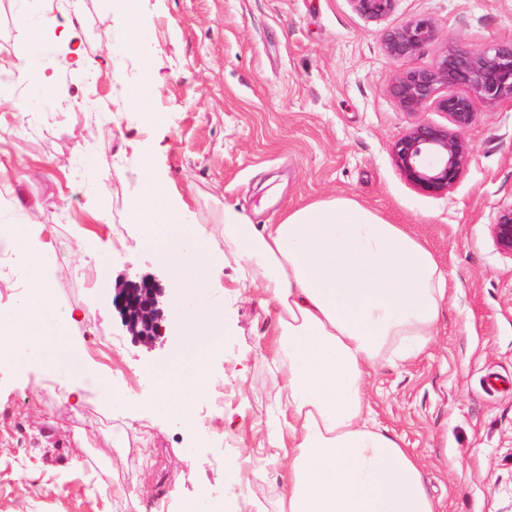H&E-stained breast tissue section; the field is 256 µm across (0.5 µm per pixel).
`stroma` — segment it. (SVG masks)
Wrapping results in <instances>:
<instances>
[{
    "instance_id": "stroma-1",
    "label": "stroma",
    "mask_w": 512,
    "mask_h": 512,
    "mask_svg": "<svg viewBox=\"0 0 512 512\" xmlns=\"http://www.w3.org/2000/svg\"><path fill=\"white\" fill-rule=\"evenodd\" d=\"M51 13L126 81L66 66L56 52L44 55L39 75L54 83V98L41 95L38 77L16 73L9 90L25 110H0V225L41 229L57 300L82 312L73 340L133 400L92 389L74 406L65 375L48 392L34 359L0 371V512H175L177 498L201 491L223 512H276L281 469L261 460L263 428L276 422L262 356L269 318L237 295L220 219L229 206L250 223L276 224L288 208L333 196L409 225L448 274L429 356L380 368L369 382L379 421L417 458L441 512H505L512 256L496 248L491 223L512 204V102L475 100L462 132L470 164L448 193L428 195L401 177L392 145L414 125L448 118L430 102L403 110L390 86L446 51L512 40V0H397L379 21L349 0H140L162 75L151 90L167 129L159 171L208 249L226 257L208 295L224 306V349L210 360V387L182 391L196 414L191 428L155 409V387L142 382L148 367L167 363L182 327L145 343L114 303L122 280H170L127 208L140 184L133 148L152 132L133 114L99 116L137 81L139 64L121 49L111 0H0V68L14 70L15 45ZM417 17L431 18L436 35L395 65L385 38ZM185 448L198 465L182 460ZM232 459L249 470L248 487L227 478ZM120 485L144 493L113 496Z\"/></svg>"
}]
</instances>
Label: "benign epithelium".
Masks as SVG:
<instances>
[{
  "label": "benign epithelium",
  "instance_id": "1",
  "mask_svg": "<svg viewBox=\"0 0 512 512\" xmlns=\"http://www.w3.org/2000/svg\"><path fill=\"white\" fill-rule=\"evenodd\" d=\"M359 15L381 20L394 9L396 0H349ZM436 34L434 23L423 17L389 33L385 49L394 63H403ZM443 87H463L465 92L440 94ZM407 111L427 102L448 116V124H417L393 143L398 170L414 188L433 195L447 193L471 161V148L461 131L474 118V100L489 105L512 101V40L495 42L473 51H447L428 68L400 73L391 86ZM496 248L512 256V206L500 209L491 225ZM164 289L150 279L129 280L118 288L115 302L129 331L148 339L165 335L158 308Z\"/></svg>",
  "mask_w": 512,
  "mask_h": 512
}]
</instances>
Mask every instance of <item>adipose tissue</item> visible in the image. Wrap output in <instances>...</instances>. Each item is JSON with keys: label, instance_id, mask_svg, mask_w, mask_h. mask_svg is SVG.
I'll use <instances>...</instances> for the list:
<instances>
[{"label": "adipose tissue", "instance_id": "1", "mask_svg": "<svg viewBox=\"0 0 512 512\" xmlns=\"http://www.w3.org/2000/svg\"><path fill=\"white\" fill-rule=\"evenodd\" d=\"M52 43H18L19 69L38 72L48 46L78 69L91 61L78 32L55 19ZM224 241L237 265L239 292L274 306L264 333L278 426L269 432L283 460L277 512H438L417 459L383 426L367 392L378 368H401L425 355L439 333L448 280L432 252L404 225L346 197L289 209L277 224H253L225 208ZM16 244L32 288L14 305L0 336V370L20 367V349L48 325L71 328L74 309L60 307L45 274L37 228L0 225ZM69 379L66 398L110 383L74 344L54 359Z\"/></svg>", "mask_w": 512, "mask_h": 512}]
</instances>
